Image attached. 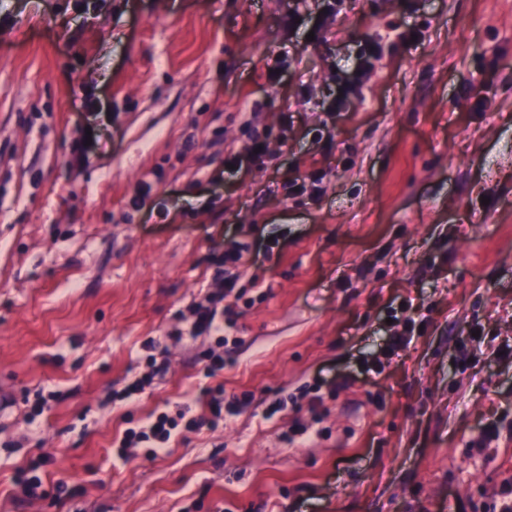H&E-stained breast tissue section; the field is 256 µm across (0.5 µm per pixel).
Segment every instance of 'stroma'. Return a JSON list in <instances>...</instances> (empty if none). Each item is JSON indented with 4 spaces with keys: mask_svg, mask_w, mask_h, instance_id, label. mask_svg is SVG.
<instances>
[{
    "mask_svg": "<svg viewBox=\"0 0 512 512\" xmlns=\"http://www.w3.org/2000/svg\"><path fill=\"white\" fill-rule=\"evenodd\" d=\"M323 7L0 0V512H501L512 0ZM375 37L363 100L330 116ZM256 103L263 124H294L263 163L228 170ZM308 174L318 196L289 192ZM237 241L259 254L231 364L204 376L210 339L172 343L138 400L105 404ZM407 323L410 344L384 355ZM218 384L269 402L308 386L325 413L293 437L292 415L250 408L114 460L125 429L163 406L206 414ZM40 392L56 399L33 419ZM41 457L47 495L30 502L15 475Z\"/></svg>",
    "mask_w": 512,
    "mask_h": 512,
    "instance_id": "1",
    "label": "stroma"
}]
</instances>
